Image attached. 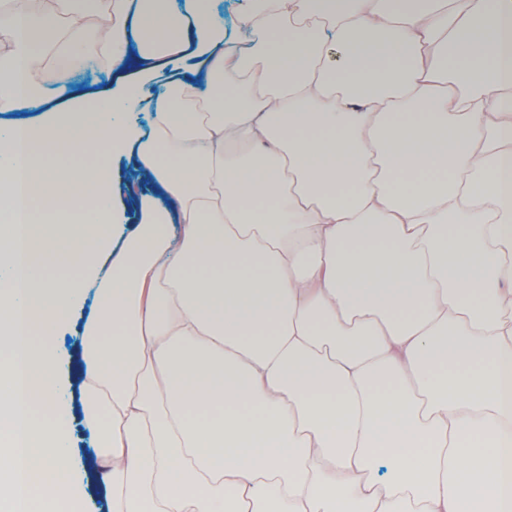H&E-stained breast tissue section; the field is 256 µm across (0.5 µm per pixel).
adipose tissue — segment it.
I'll list each match as a JSON object with an SVG mask.
<instances>
[{
    "instance_id": "ef3b65f1",
    "label": "adipose tissue",
    "mask_w": 512,
    "mask_h": 512,
    "mask_svg": "<svg viewBox=\"0 0 512 512\" xmlns=\"http://www.w3.org/2000/svg\"><path fill=\"white\" fill-rule=\"evenodd\" d=\"M237 29L0 0V512L79 498L40 376L91 286L112 512H512V0H254ZM188 50L160 92L27 116L38 76ZM120 154L174 205L116 249Z\"/></svg>"
}]
</instances>
